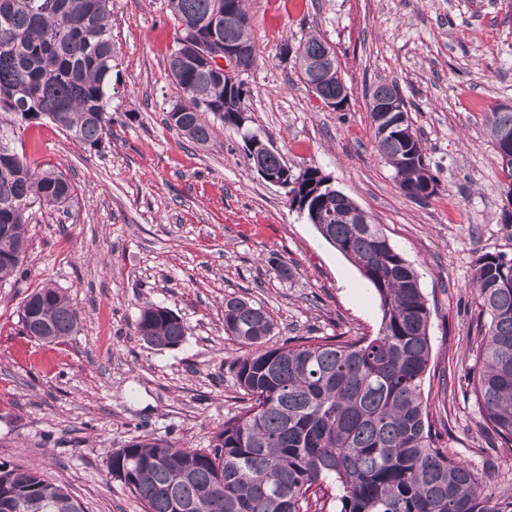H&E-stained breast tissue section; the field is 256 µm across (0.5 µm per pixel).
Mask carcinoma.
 Listing matches in <instances>:
<instances>
[{"label": "carcinoma", "instance_id": "obj_1", "mask_svg": "<svg viewBox=\"0 0 512 512\" xmlns=\"http://www.w3.org/2000/svg\"><path fill=\"white\" fill-rule=\"evenodd\" d=\"M178 38L206 37L198 23L228 5L249 17L245 0H168ZM111 0H0V112L22 120L47 119L73 140L91 148L112 136L107 107L112 97ZM225 43L253 41L252 27L228 26ZM299 69L335 55L312 35L296 47ZM178 90L167 124L188 141L205 146L216 139L206 120L236 127L246 106L245 83L228 87L200 64L168 58ZM342 82L323 77L316 95L341 96ZM400 95L394 81L375 86L371 98ZM493 143L512 127V110L486 113ZM381 157L394 169L406 197L423 201L436 183L411 122L381 135ZM14 131L0 121V280L14 275L27 251L26 208L31 200L61 207L74 189L62 175L38 174L13 147ZM273 175L288 165L268 151ZM327 180L307 168L293 179L290 205L308 203L329 215L316 225L321 236L354 262L376 292L382 311L374 336L354 340L307 337L295 345H269L277 323L260 305L242 297L224 300V333L247 352L235 360L236 382L248 405L224 422L208 448H183L167 440L137 436L112 452L109 473L140 502L144 512H309L311 496L331 484L336 512H512V493H485L479 474L448 457L432 434L422 381L430 358V311L415 268L379 231L357 224L354 205L336 204L314 185ZM474 287L487 315L475 355L473 390L484 417L501 442L512 447V259L501 254L477 258ZM21 321L47 327L49 342L76 332L79 315L58 289L42 286L27 295ZM136 334L159 348L180 345L186 328L172 310L148 304L135 321ZM9 492L18 512H82L65 488L35 468L0 461V495Z\"/></svg>", "mask_w": 512, "mask_h": 512}]
</instances>
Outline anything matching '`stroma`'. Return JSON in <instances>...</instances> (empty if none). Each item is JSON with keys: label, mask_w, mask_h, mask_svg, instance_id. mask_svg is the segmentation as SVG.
Segmentation results:
<instances>
[{"label": "stroma", "mask_w": 512, "mask_h": 512, "mask_svg": "<svg viewBox=\"0 0 512 512\" xmlns=\"http://www.w3.org/2000/svg\"><path fill=\"white\" fill-rule=\"evenodd\" d=\"M259 49L245 74L247 108L293 170L318 169L368 212L419 274L430 309L423 393L444 419L440 447L477 470L487 493L512 492V448L484 429L468 384L476 342V259L512 258V177L484 114L512 106V0H246ZM316 34L332 45L348 90L327 107L282 43ZM176 29L167 0H112V135L92 149L45 120L17 121L36 172L63 174L68 207L27 208L21 273L0 281V461L40 466L83 512H142L109 476L113 451L151 435L205 448L242 406L224 332V300L250 299L291 336H372L379 300L358 268L248 163L234 130L187 141L166 122L177 97L167 59ZM397 82L437 188L404 196L381 159L372 88ZM291 267L282 279L277 261ZM60 289L79 313L60 344L22 332L35 288ZM187 328L174 348L134 329L145 304Z\"/></svg>", "instance_id": "stroma-1"}]
</instances>
